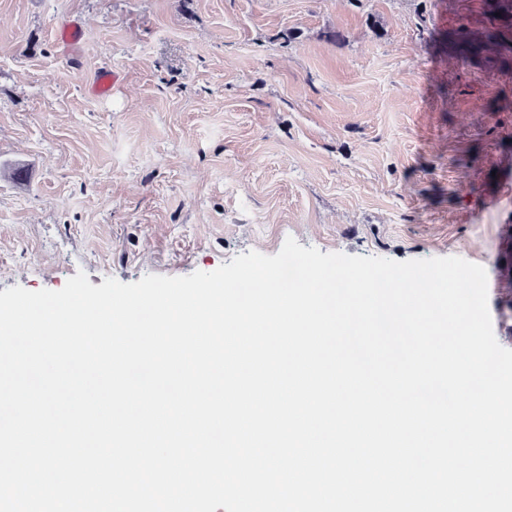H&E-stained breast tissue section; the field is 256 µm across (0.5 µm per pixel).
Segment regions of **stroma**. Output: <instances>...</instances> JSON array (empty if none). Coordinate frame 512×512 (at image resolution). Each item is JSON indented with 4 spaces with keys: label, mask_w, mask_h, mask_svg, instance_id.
<instances>
[{
    "label": "stroma",
    "mask_w": 512,
    "mask_h": 512,
    "mask_svg": "<svg viewBox=\"0 0 512 512\" xmlns=\"http://www.w3.org/2000/svg\"><path fill=\"white\" fill-rule=\"evenodd\" d=\"M85 38L68 59L58 29ZM493 0H0V291L210 272L286 238L488 277L512 349V69ZM122 77L90 96L99 69Z\"/></svg>",
    "instance_id": "stroma-1"
}]
</instances>
